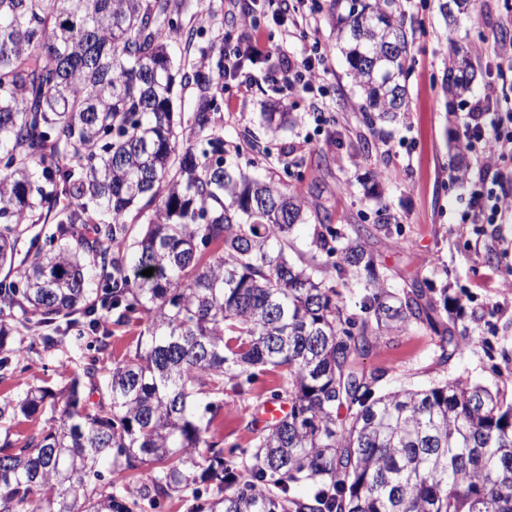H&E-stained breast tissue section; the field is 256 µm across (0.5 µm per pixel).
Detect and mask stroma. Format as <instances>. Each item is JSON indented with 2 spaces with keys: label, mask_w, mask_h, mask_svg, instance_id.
<instances>
[{
  "label": "stroma",
  "mask_w": 512,
  "mask_h": 512,
  "mask_svg": "<svg viewBox=\"0 0 512 512\" xmlns=\"http://www.w3.org/2000/svg\"><path fill=\"white\" fill-rule=\"evenodd\" d=\"M481 3L480 13L451 26L436 0H403L414 54L405 80L408 112L376 133L359 121L357 89L336 46L329 0H288V10L278 16L268 0H188L184 15L204 46L252 43L266 53L285 49L294 61L319 47V91L291 93L267 81L264 60L246 65L252 77L247 88L225 85L215 126L224 136L226 158L318 199L338 224L372 225L376 210L388 207L400 240L381 232L369 238L379 275L396 288L418 279L460 297L461 308L441 320L469 327L480 343L443 363L439 339L427 327L380 337L359 365L369 373L384 371L382 392L458 376L512 391V252L505 250L512 223H461L469 190L449 178L450 146L462 134L471 104L489 92L512 100V71L496 76L492 59L477 56L470 93L452 99L441 89L450 42L497 48L500 31L512 32V0ZM245 13L250 23L238 27L235 20ZM272 101L296 116V123L269 132L262 114ZM67 374L61 356L29 354L26 370L0 376V402L18 399L32 386L60 390ZM280 382L278 373L267 372L248 395L232 397L219 419L226 442L251 444L265 424L263 404Z\"/></svg>",
  "instance_id": "35a3bbf8"
}]
</instances>
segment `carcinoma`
Wrapping results in <instances>:
<instances>
[{"label":"carcinoma","instance_id":"obj_1","mask_svg":"<svg viewBox=\"0 0 512 512\" xmlns=\"http://www.w3.org/2000/svg\"><path fill=\"white\" fill-rule=\"evenodd\" d=\"M478 4L438 9L455 25ZM329 16L363 124L397 119L413 51L400 0H330ZM197 35L177 0H0V266L50 225L0 281V371L24 359L9 336L75 365L64 390L0 405V512H163L175 497L186 512H512V397L459 377L377 395L384 374L357 366L411 324L440 335L442 360L462 353L474 337L438 321L448 289L393 288L367 228L342 231L224 158V50ZM473 81L472 49L453 46L444 92ZM178 84L197 90L190 112ZM310 211V257L292 262ZM332 275L363 281L366 316ZM132 321L145 324L135 352L100 373L82 339L103 348ZM268 370L288 412L224 449V393ZM36 413L51 426L17 431Z\"/></svg>","mask_w":512,"mask_h":512}]
</instances>
